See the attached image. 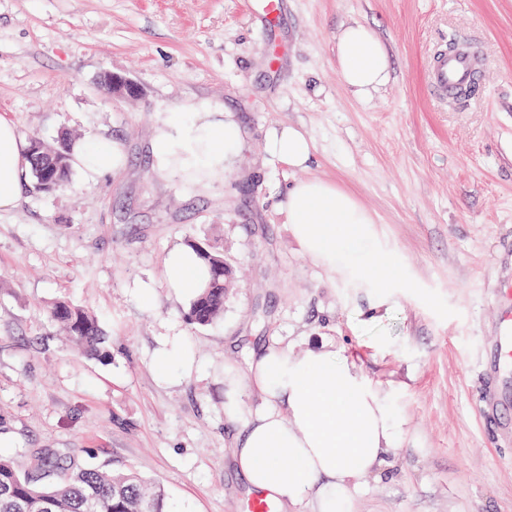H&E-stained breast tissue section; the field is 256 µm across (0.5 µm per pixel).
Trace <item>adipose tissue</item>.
I'll return each mask as SVG.
<instances>
[{"instance_id":"1","label":"adipose tissue","mask_w":512,"mask_h":512,"mask_svg":"<svg viewBox=\"0 0 512 512\" xmlns=\"http://www.w3.org/2000/svg\"><path fill=\"white\" fill-rule=\"evenodd\" d=\"M336 65L341 82L363 97L391 77L384 41L361 22L337 32ZM199 120L192 136L196 157L185 165L202 182L223 169L242 130L209 112L200 113ZM28 147L22 131L0 119V211L17 203L19 175L31 166ZM267 150L288 167L303 168L313 156L314 143L288 125L269 132ZM279 207L303 250L327 270L354 271L378 285L395 276L394 263L374 251L371 216L336 184L295 182ZM164 273L189 298L207 278L205 264L191 248L172 251ZM245 387L258 390L263 400L245 418L234 460L250 491L269 494L281 507L306 502L311 512H351L361 479L379 472L401 448L404 419L388 410L381 392L334 342H276L252 356L245 369L225 371L229 415H236Z\"/></svg>"}]
</instances>
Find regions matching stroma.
I'll return each mask as SVG.
<instances>
[{"mask_svg": "<svg viewBox=\"0 0 512 512\" xmlns=\"http://www.w3.org/2000/svg\"><path fill=\"white\" fill-rule=\"evenodd\" d=\"M361 21L388 45L391 82L363 100L336 72V31ZM486 66L476 94L437 105L423 83L442 43ZM132 80L107 95L104 74ZM221 112L244 137L206 182L151 151L168 113ZM0 118L26 137L72 133L118 147L121 166L54 192L24 174L0 212V451L36 473L44 450L132 470L168 512H239L224 367L272 338L342 346L406 421L392 465L365 478L353 512H512V416L489 417L487 355L512 287V0H0ZM304 130L306 168L265 150L267 131ZM317 178L353 194L399 269L376 318L365 288L304 253L277 205ZM199 241L236 269L224 317L187 321L168 253ZM66 298L99 320L106 358L44 319ZM195 358L161 381L157 352Z\"/></svg>", "mask_w": 512, "mask_h": 512, "instance_id": "stroma-1", "label": "stroma"}]
</instances>
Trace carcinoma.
Wrapping results in <instances>:
<instances>
[{
  "mask_svg": "<svg viewBox=\"0 0 512 512\" xmlns=\"http://www.w3.org/2000/svg\"><path fill=\"white\" fill-rule=\"evenodd\" d=\"M41 160L31 167L38 188L52 192L68 182L70 138L56 145L40 142ZM209 269V279L190 303V321L207 326L221 319L224 297L235 278L234 266L222 250L192 243ZM45 317L86 352L100 358L101 333L91 312L59 300ZM56 477L41 482L18 472L11 460L0 454V512H165L164 490L134 471L107 472L81 463L75 454L59 459Z\"/></svg>",
  "mask_w": 512,
  "mask_h": 512,
  "instance_id": "1",
  "label": "carcinoma"
}]
</instances>
